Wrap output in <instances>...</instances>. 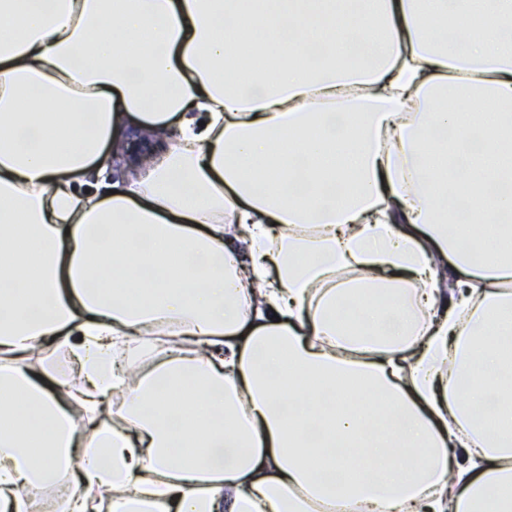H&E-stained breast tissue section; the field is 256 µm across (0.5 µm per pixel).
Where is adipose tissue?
I'll return each instance as SVG.
<instances>
[{
	"mask_svg": "<svg viewBox=\"0 0 512 512\" xmlns=\"http://www.w3.org/2000/svg\"><path fill=\"white\" fill-rule=\"evenodd\" d=\"M239 15L244 86L216 78ZM510 27L512 0H0V512H505ZM133 125L149 156L76 192Z\"/></svg>",
	"mask_w": 512,
	"mask_h": 512,
	"instance_id": "ef3b65f1",
	"label": "adipose tissue"
}]
</instances>
